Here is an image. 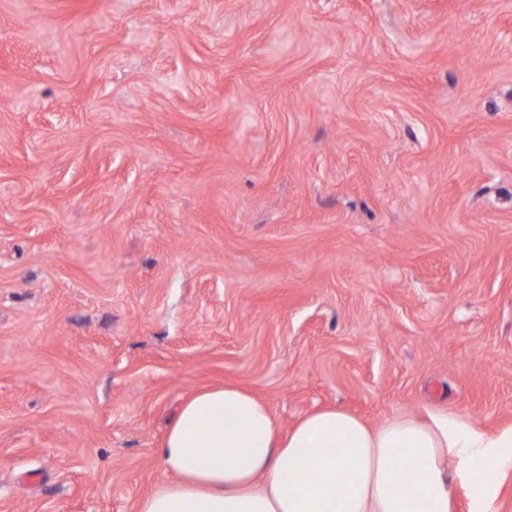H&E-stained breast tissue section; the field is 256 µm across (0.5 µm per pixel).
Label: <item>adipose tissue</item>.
<instances>
[{"label":"adipose tissue","instance_id":"ef3b65f1","mask_svg":"<svg viewBox=\"0 0 512 512\" xmlns=\"http://www.w3.org/2000/svg\"><path fill=\"white\" fill-rule=\"evenodd\" d=\"M173 480L137 512H495L512 472V425L486 431L441 409L372 426L338 408L280 431L270 407L227 384L179 409L155 450Z\"/></svg>","mask_w":512,"mask_h":512}]
</instances>
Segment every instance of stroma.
<instances>
[{"mask_svg":"<svg viewBox=\"0 0 512 512\" xmlns=\"http://www.w3.org/2000/svg\"><path fill=\"white\" fill-rule=\"evenodd\" d=\"M224 384L512 425V0H0V512Z\"/></svg>","mask_w":512,"mask_h":512,"instance_id":"1","label":"stroma"}]
</instances>
